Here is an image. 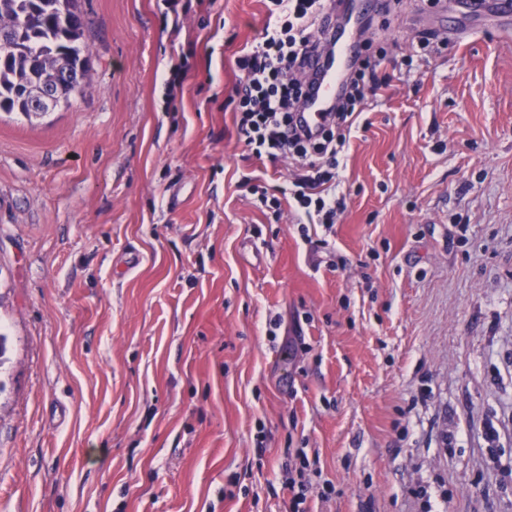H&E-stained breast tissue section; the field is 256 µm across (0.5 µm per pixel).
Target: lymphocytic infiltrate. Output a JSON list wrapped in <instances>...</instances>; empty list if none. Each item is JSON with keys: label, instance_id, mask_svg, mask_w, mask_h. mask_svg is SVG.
Segmentation results:
<instances>
[{"label": "lymphocytic infiltrate", "instance_id": "lymphocytic-infiltrate-1", "mask_svg": "<svg viewBox=\"0 0 512 512\" xmlns=\"http://www.w3.org/2000/svg\"><path fill=\"white\" fill-rule=\"evenodd\" d=\"M266 8L270 24L260 41L236 59L242 76L229 97L236 134L256 159L274 165L293 158L298 172L292 199L305 213L331 224L337 207L333 171L349 144L355 114L383 86L376 74L379 58L367 54L355 60L328 124L305 131L296 114L304 96V62L316 48L308 29L325 13L328 0H267Z\"/></svg>", "mask_w": 512, "mask_h": 512}]
</instances>
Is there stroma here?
Instances as JSON below:
<instances>
[{"label":"stroma","instance_id":"stroma-1","mask_svg":"<svg viewBox=\"0 0 512 512\" xmlns=\"http://www.w3.org/2000/svg\"><path fill=\"white\" fill-rule=\"evenodd\" d=\"M468 2L372 18L328 227L226 107L264 0H80L91 88L0 115V512H289L301 450L307 512H512V16Z\"/></svg>","mask_w":512,"mask_h":512}]
</instances>
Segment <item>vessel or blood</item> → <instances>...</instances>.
<instances>
[{
	"label": "vessel or blood",
	"instance_id": "b4317fda",
	"mask_svg": "<svg viewBox=\"0 0 512 512\" xmlns=\"http://www.w3.org/2000/svg\"><path fill=\"white\" fill-rule=\"evenodd\" d=\"M382 7L383 0H343L341 16H328L319 37L329 42L330 48L313 54L307 62L309 85L300 114L304 127L317 129L328 122L344 75L358 54L361 20Z\"/></svg>",
	"mask_w": 512,
	"mask_h": 512
}]
</instances>
